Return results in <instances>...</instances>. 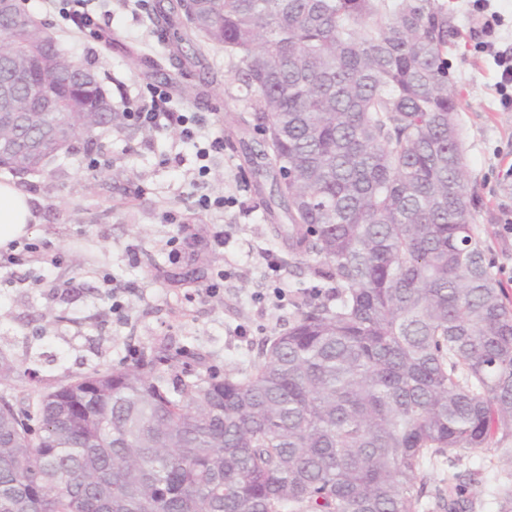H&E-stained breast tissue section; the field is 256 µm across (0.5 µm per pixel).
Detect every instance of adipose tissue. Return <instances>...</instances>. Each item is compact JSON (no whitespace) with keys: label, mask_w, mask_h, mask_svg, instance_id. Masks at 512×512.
Segmentation results:
<instances>
[{"label":"adipose tissue","mask_w":512,"mask_h":512,"mask_svg":"<svg viewBox=\"0 0 512 512\" xmlns=\"http://www.w3.org/2000/svg\"><path fill=\"white\" fill-rule=\"evenodd\" d=\"M40 221L35 199L14 181H0V250L30 238Z\"/></svg>","instance_id":"obj_1"}]
</instances>
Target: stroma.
Returning <instances> with one entry per match:
<instances>
[{
    "label": "stroma",
    "mask_w": 512,
    "mask_h": 512,
    "mask_svg": "<svg viewBox=\"0 0 512 512\" xmlns=\"http://www.w3.org/2000/svg\"><path fill=\"white\" fill-rule=\"evenodd\" d=\"M172 0H90L96 25L81 30L42 0H21L38 20L52 25L61 47L100 71L113 100L124 107L150 102L154 89L168 92L167 108L205 123L204 140L220 138L211 152L206 183L197 180L194 143L171 130L147 131L133 123L100 129L93 145L79 141L44 171L17 177L39 201L36 252L22 265L0 259V357L14 362L0 395H36L70 379L135 363L169 345L186 349L192 372L220 374L256 368L274 336L293 323L312 283L307 266L288 263V249L267 220L265 200L249 189L251 166L237 140L253 131L232 126L247 113L238 60L223 47L184 42L185 55L202 61L180 74L165 64L153 72L144 58L165 52V37L150 22L156 6ZM455 35L448 45L450 72L460 92L458 120L469 172L468 190L478 206L477 234L495 259L494 273L512 299V109L503 108L495 54L512 53V0H447ZM211 82L198 98L180 88ZM124 171L120 182L87 184L93 164ZM231 203L201 212L202 194ZM228 242L217 248L214 232ZM184 239L178 261L168 259L170 237ZM281 265L265 270L264 250ZM219 294L207 291L216 270ZM470 473L472 512H501L494 488H512V440L462 451L460 469L439 463L423 471L417 512H444L455 472Z\"/></svg>",
    "instance_id": "stroma-1"
}]
</instances>
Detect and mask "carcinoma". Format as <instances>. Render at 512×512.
<instances>
[{
    "mask_svg": "<svg viewBox=\"0 0 512 512\" xmlns=\"http://www.w3.org/2000/svg\"><path fill=\"white\" fill-rule=\"evenodd\" d=\"M235 53L255 190L330 293L253 371L171 376L181 350L24 407L0 395V512H415L424 466L512 439V306L475 233L445 0H177L155 25ZM0 23V80L52 91L32 136L123 124L98 72ZM0 169L41 171L0 154ZM448 484V512L473 502Z\"/></svg>",
    "mask_w": 512,
    "mask_h": 512,
    "instance_id": "obj_1",
    "label": "carcinoma"
}]
</instances>
